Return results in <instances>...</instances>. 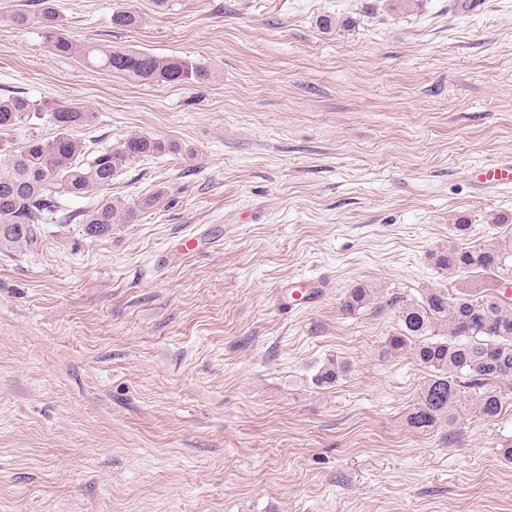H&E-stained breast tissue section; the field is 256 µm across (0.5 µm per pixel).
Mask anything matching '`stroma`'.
I'll return each instance as SVG.
<instances>
[{"label":"stroma","instance_id":"1","mask_svg":"<svg viewBox=\"0 0 512 512\" xmlns=\"http://www.w3.org/2000/svg\"><path fill=\"white\" fill-rule=\"evenodd\" d=\"M456 2L53 0L76 43L212 73L169 85L56 56L11 22L37 0H0V96L91 109L85 143L170 146L69 203L156 196L133 223L0 252V512H512V393L413 429L428 373L382 354L395 314L341 308L447 284L429 255L458 219L512 236V190L476 178L512 158V0ZM350 371L349 364L345 361L331 359L329 363L315 376V383L318 386H330L335 384L340 377L347 375Z\"/></svg>","mask_w":512,"mask_h":512}]
</instances>
